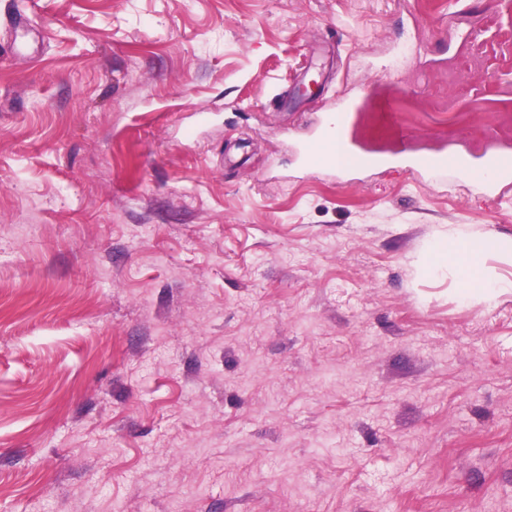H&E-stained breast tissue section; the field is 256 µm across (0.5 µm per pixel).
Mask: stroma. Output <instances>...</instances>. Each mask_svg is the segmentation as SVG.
Segmentation results:
<instances>
[{"instance_id":"35a3bbf8","label":"stroma","mask_w":512,"mask_h":512,"mask_svg":"<svg viewBox=\"0 0 512 512\" xmlns=\"http://www.w3.org/2000/svg\"><path fill=\"white\" fill-rule=\"evenodd\" d=\"M379 101L512 160V0H0V512H512V184ZM359 108L357 101L348 100L329 112L315 129L314 139L302 150V164L306 169L320 167L336 168L348 158L351 144L344 137L350 112ZM405 168L418 176H428L430 178H443L448 172L459 175L464 168L454 158L447 155H419L405 156ZM489 243L511 252V240L494 241L462 228L448 230V238L441 239L429 253L426 266H448V269L456 273L460 288L467 296L481 295L492 299L498 294L511 293V279L492 281L481 272L486 245Z\"/></svg>"}]
</instances>
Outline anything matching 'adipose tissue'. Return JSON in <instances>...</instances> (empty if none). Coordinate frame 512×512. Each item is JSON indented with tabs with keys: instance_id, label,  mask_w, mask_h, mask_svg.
<instances>
[{
	"instance_id": "adipose-tissue-1",
	"label": "adipose tissue",
	"mask_w": 512,
	"mask_h": 512,
	"mask_svg": "<svg viewBox=\"0 0 512 512\" xmlns=\"http://www.w3.org/2000/svg\"><path fill=\"white\" fill-rule=\"evenodd\" d=\"M487 238L459 228L449 231L430 252L426 265L430 268L445 266L453 270L465 295H480L491 299L495 295L511 293L512 280L496 281L484 277L483 257Z\"/></svg>"
}]
</instances>
